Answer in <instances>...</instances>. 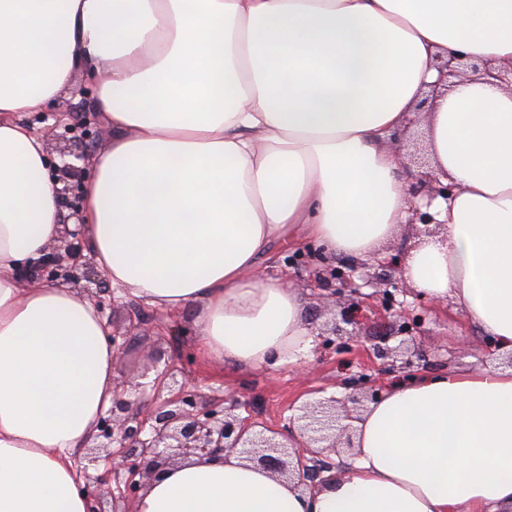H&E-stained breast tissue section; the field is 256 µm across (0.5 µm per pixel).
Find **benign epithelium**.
Wrapping results in <instances>:
<instances>
[{
	"mask_svg": "<svg viewBox=\"0 0 512 512\" xmlns=\"http://www.w3.org/2000/svg\"><path fill=\"white\" fill-rule=\"evenodd\" d=\"M436 68L439 78L429 85V90L417 104L423 112L429 101L438 96L448 78L460 77L467 71H481L483 75L501 83L508 82L512 67L496 68L486 63L471 62L464 55L437 56ZM66 149L61 154L62 164L54 166L58 182L63 184L60 196L78 223H83L80 196L76 191L86 174L90 156L86 153L87 136L72 135L65 138ZM454 191V186L445 184L432 170L423 164L421 170L410 173L406 193L411 202V224L440 226L428 211L437 197L444 199ZM75 265H67L56 254L45 257L35 270L27 272L30 277L43 278L50 282H68L74 278ZM360 325L359 309L343 307L340 320L332 321L328 331L333 336L353 338L355 327ZM398 345L377 347L383 357L399 359L414 342L411 332H402ZM165 354L157 351L152 355L153 364L164 363L158 374L159 380L168 381L177 387L174 396L163 401L158 396L147 398L143 385L138 384L135 398L127 397V390L119 389L112 400V407L100 416L93 445L89 447L88 461L110 464L115 471L126 473L124 487L119 494L105 487L103 475L93 476L83 471L85 491L89 501L87 512H116L106 510L107 502L133 503L148 483L170 467L188 460H222L227 452H236L272 475L299 487L314 490L326 479L321 477L323 468L314 466L326 452H334L340 446L354 449L351 422L359 419L361 408L367 402L379 398V389L362 382L348 399L334 396L308 401L295 407L289 425L282 431L269 429L261 422L245 424L224 406V400L206 401L196 386L187 378L177 379L181 369L173 360H164Z\"/></svg>",
	"mask_w": 512,
	"mask_h": 512,
	"instance_id": "obj_1",
	"label": "benign epithelium"
}]
</instances>
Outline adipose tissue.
Listing matches in <instances>:
<instances>
[{
    "mask_svg": "<svg viewBox=\"0 0 512 512\" xmlns=\"http://www.w3.org/2000/svg\"><path fill=\"white\" fill-rule=\"evenodd\" d=\"M439 52L512 64V0H0V512H87L73 456L116 379L93 302L18 281L63 211L16 115L105 71L112 142L82 188L96 264L148 304L194 308L201 358L246 370L311 344L300 294L260 260L303 237L372 257L409 217L386 139L418 119L456 189L405 276L512 351V89L471 72L416 113ZM354 427L349 469L316 490L229 453L171 467L134 510L512 512V369L393 384Z\"/></svg>",
    "mask_w": 512,
    "mask_h": 512,
    "instance_id": "obj_1",
    "label": "adipose tissue"
}]
</instances>
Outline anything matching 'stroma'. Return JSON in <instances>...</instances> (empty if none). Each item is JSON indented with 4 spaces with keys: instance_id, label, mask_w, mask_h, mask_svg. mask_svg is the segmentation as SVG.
<instances>
[{
    "instance_id": "1",
    "label": "stroma",
    "mask_w": 512,
    "mask_h": 512,
    "mask_svg": "<svg viewBox=\"0 0 512 512\" xmlns=\"http://www.w3.org/2000/svg\"><path fill=\"white\" fill-rule=\"evenodd\" d=\"M101 73L81 72L72 88L45 105L42 111L28 112L23 122L33 124L43 135L49 158L59 156L68 127L89 126L94 134L93 149L101 151L112 141V130L94 107ZM349 269L361 290L357 302L362 324L355 339L333 337L325 341L321 331L334 314L333 291L338 283L329 278L327 266ZM259 271L270 279L290 278L300 292L307 320L315 332L313 346L300 365H286L272 370L238 371L202 363L189 343L173 344L170 330H193L194 309L178 312L152 307L121 295L115 288L97 290L85 279L72 280L71 288L80 295H99L102 318L111 331L127 337L128 344L117 359L119 381L136 383L154 349L179 357L184 372L206 396L233 395L242 402L240 417L255 419L270 428H286L295 400L311 398L313 390L325 396L348 395V382L361 379L377 386H387L407 379L409 373L393 365L391 359L377 356L380 337L397 335L403 325H410L416 337L411 358L413 372L435 374L466 371L475 367L499 369L501 353L494 340L458 311L454 300L438 303L416 294H396L389 310H382L378 294L388 271L347 256L330 258L323 263L312 255H301L293 247H278L273 260L262 262Z\"/></svg>"
}]
</instances>
